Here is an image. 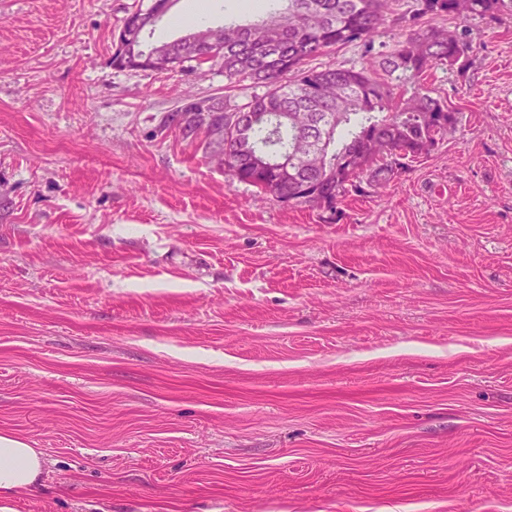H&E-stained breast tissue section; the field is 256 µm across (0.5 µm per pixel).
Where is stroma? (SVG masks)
<instances>
[{
	"label": "stroma",
	"mask_w": 512,
	"mask_h": 512,
	"mask_svg": "<svg viewBox=\"0 0 512 512\" xmlns=\"http://www.w3.org/2000/svg\"><path fill=\"white\" fill-rule=\"evenodd\" d=\"M149 3L0 0V434L45 460L10 512H512V17L420 19L473 33L424 78L456 127L330 211L160 130L264 89L114 67ZM257 17L176 0L150 40Z\"/></svg>",
	"instance_id": "1"
}]
</instances>
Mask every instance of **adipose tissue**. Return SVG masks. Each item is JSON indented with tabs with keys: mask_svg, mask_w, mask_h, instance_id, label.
Here are the masks:
<instances>
[{
	"mask_svg": "<svg viewBox=\"0 0 512 512\" xmlns=\"http://www.w3.org/2000/svg\"><path fill=\"white\" fill-rule=\"evenodd\" d=\"M44 471L39 449L15 436L0 435V495L10 497L28 491Z\"/></svg>",
	"mask_w": 512,
	"mask_h": 512,
	"instance_id": "ef3b65f1",
	"label": "adipose tissue"
}]
</instances>
